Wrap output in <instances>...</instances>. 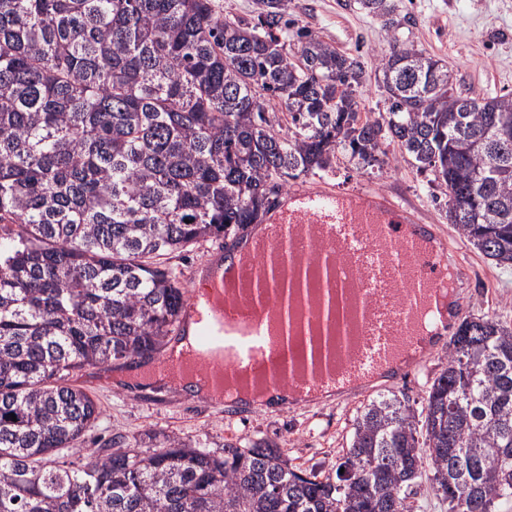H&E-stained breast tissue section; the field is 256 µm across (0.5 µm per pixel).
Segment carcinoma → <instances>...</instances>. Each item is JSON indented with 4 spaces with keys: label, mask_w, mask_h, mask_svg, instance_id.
<instances>
[{
    "label": "carcinoma",
    "mask_w": 512,
    "mask_h": 512,
    "mask_svg": "<svg viewBox=\"0 0 512 512\" xmlns=\"http://www.w3.org/2000/svg\"><path fill=\"white\" fill-rule=\"evenodd\" d=\"M287 12L0 0V512H413L428 460L448 512L512 500V329L493 318L450 336L423 419L394 392L358 411L334 482L263 439L217 457L115 435L61 461L101 415L65 377L139 366L174 332L185 293L148 259L262 223L280 183L333 173L339 154L362 169L397 144L444 188L457 233L512 265V95H457L444 60L394 27L388 112L363 121V65L289 34Z\"/></svg>",
    "instance_id": "cac0c4a2"
}]
</instances>
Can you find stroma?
I'll use <instances>...</instances> for the list:
<instances>
[{"label": "stroma", "instance_id": "35a3bbf8", "mask_svg": "<svg viewBox=\"0 0 512 512\" xmlns=\"http://www.w3.org/2000/svg\"><path fill=\"white\" fill-rule=\"evenodd\" d=\"M394 21L407 44L444 60L455 74L457 90L468 97L512 94V0H391ZM293 28H303L352 54L363 64L367 84L363 112L378 117L389 102L376 75L389 53L390 33L385 18L359 9L356 0H288ZM289 189L320 187L335 193L373 191L392 203L410 208L423 224L434 225L446 245L448 261L465 267L459 282L460 319L493 317L512 328V267L485 258L459 236L438 200V188L428 186L409 157L388 149L382 169L360 173L337 157L334 174L289 181ZM215 240L172 254L167 264L176 272L186 295L197 293L196 272L213 256ZM448 362L447 348L428 355L402 378L334 400L286 409L257 408L229 417L219 402L203 400L177 389L153 388L132 392L115 385L108 366L88 367L74 376L98 403L102 416L84 436L85 449L108 447L113 435L126 445L150 453L169 438L200 441L220 456L225 442L248 445L256 439L276 444L293 466L335 478L336 463L348 446L353 420L360 407L378 392L405 395L414 410H422L433 379Z\"/></svg>", "mask_w": 512, "mask_h": 512}]
</instances>
